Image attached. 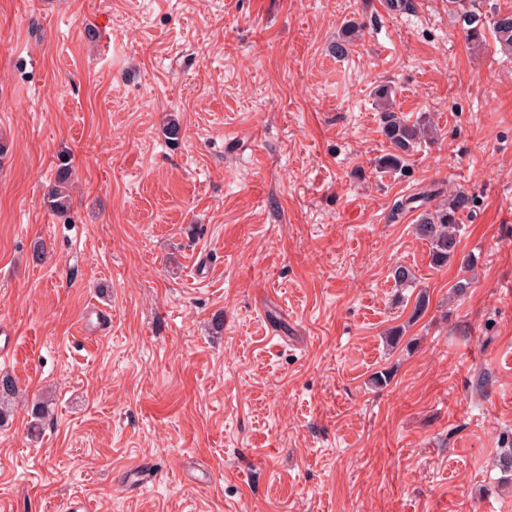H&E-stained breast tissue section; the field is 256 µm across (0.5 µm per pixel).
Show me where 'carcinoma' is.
I'll return each instance as SVG.
<instances>
[{"label":"carcinoma","instance_id":"carcinoma-1","mask_svg":"<svg viewBox=\"0 0 512 512\" xmlns=\"http://www.w3.org/2000/svg\"><path fill=\"white\" fill-rule=\"evenodd\" d=\"M449 6L459 10L457 17L462 21L466 38L474 43L487 42L486 33H491L500 50L512 54V12L493 10L482 11L484 0H448ZM490 21H485L486 16ZM360 26L350 23L345 26L343 37L336 42V55L344 56L348 46L355 44ZM392 91L386 85L374 90V97L380 110L379 124L390 151L379 157L377 166L384 172H401L407 164V158L414 148L432 132L430 119L421 115L411 121L393 108ZM72 165L67 155L58 156L55 166L54 185L44 196V204L57 214L67 213L72 205L70 194ZM441 194L440 189H426L407 198L395 201L391 209V218H399L410 205L419 201L427 202ZM475 205L472 195L458 191L433 210H426L414 225L417 238L430 244L431 262L436 266L445 265L455 256L460 232L461 216L470 212ZM18 387L9 376L0 377V420L6 417L4 407L17 397Z\"/></svg>","mask_w":512,"mask_h":512}]
</instances>
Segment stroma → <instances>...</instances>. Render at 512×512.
<instances>
[{"label":"stroma","instance_id":"stroma-1","mask_svg":"<svg viewBox=\"0 0 512 512\" xmlns=\"http://www.w3.org/2000/svg\"><path fill=\"white\" fill-rule=\"evenodd\" d=\"M431 186L476 198L442 267L390 219ZM1 325L0 512H512V58L448 0H0ZM392 91L387 85H379L374 97L379 107L381 133L386 138L390 151L379 157L377 166L383 172H402L407 158L414 148L432 132L430 118L418 116L414 121L404 118L393 108ZM55 169L54 185L45 194L44 204L52 212L66 214L72 205V165L69 157L65 154L58 156Z\"/></svg>","mask_w":512,"mask_h":512}]
</instances>
